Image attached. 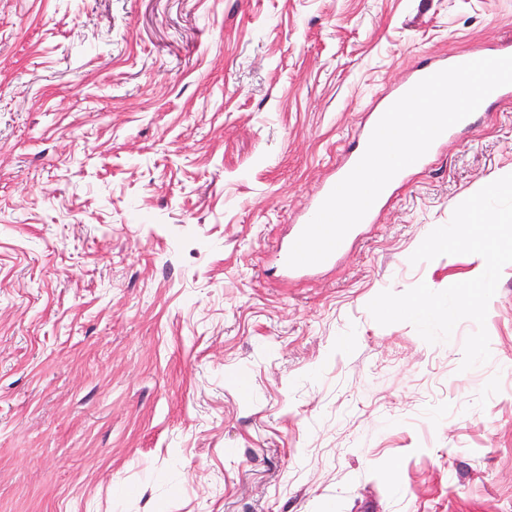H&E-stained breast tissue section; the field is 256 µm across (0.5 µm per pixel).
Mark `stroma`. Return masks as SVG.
Returning <instances> with one entry per match:
<instances>
[{"mask_svg": "<svg viewBox=\"0 0 512 512\" xmlns=\"http://www.w3.org/2000/svg\"><path fill=\"white\" fill-rule=\"evenodd\" d=\"M512 42V0H0V512H512V264L491 359L380 292L512 174V98L396 184L334 265L291 224L390 88Z\"/></svg>", "mask_w": 512, "mask_h": 512, "instance_id": "stroma-1", "label": "stroma"}]
</instances>
